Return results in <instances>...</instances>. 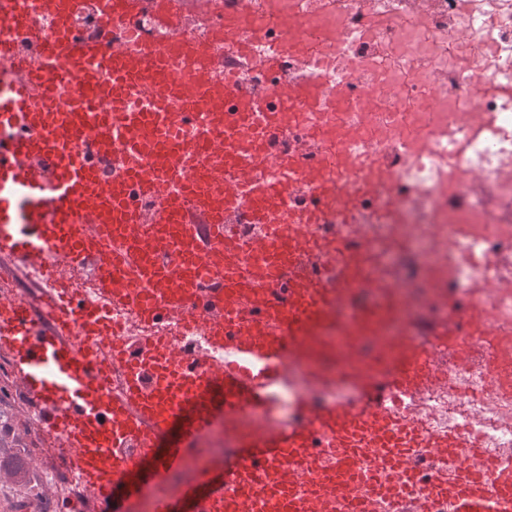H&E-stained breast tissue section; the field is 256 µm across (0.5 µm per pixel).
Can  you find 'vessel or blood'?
<instances>
[{"label":"vessel or blood","mask_w":512,"mask_h":512,"mask_svg":"<svg viewBox=\"0 0 512 512\" xmlns=\"http://www.w3.org/2000/svg\"><path fill=\"white\" fill-rule=\"evenodd\" d=\"M170 37H137L143 5ZM84 0H0V61L16 79L0 88V257L43 273L51 289L0 291V354L21 391L42 404L44 430L64 440V461L81 492L114 512H512V470L484 456L476 440L434 432L424 420L376 400L339 398L319 406V389L363 388L389 370L394 393L432 384L434 359L458 369L472 348L486 355L499 391L512 393V345L485 302L450 307L447 329L422 342L398 307L400 282L381 284L382 261L409 244L401 230V182L388 164L362 162L341 120L346 90L325 99L322 78L270 93L243 87L240 66L279 76L287 58L306 57L312 37L292 36L261 60L252 43L292 15L255 12L226 0L203 41L181 37L179 0H93L105 27L81 29ZM52 18L53 34L30 27ZM224 56H217V48ZM512 107V75L484 85ZM137 108H130V101ZM303 130L317 155L273 152L284 126ZM504 134L484 113L467 136H448L456 168L473 142ZM274 165L276 178L264 175ZM383 200L387 233L349 248L310 227L326 211L357 225L361 204ZM260 225L248 236L239 218ZM89 260L103 298L137 310L146 323L178 318L222 341L226 358L203 365L162 337L132 348L69 270ZM377 289L352 333L330 343L335 295ZM403 333L389 339L392 323ZM377 343L361 358L360 341ZM244 455L215 472L204 462L195 484L158 493L134 474L184 466L215 428ZM418 442L380 478L367 468L380 433ZM446 463L447 490L417 477L418 457Z\"/></svg>","instance_id":"obj_1"}]
</instances>
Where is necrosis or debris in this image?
Masks as SVG:
<instances>
[{
  "label": "necrosis or debris",
  "mask_w": 512,
  "mask_h": 512,
  "mask_svg": "<svg viewBox=\"0 0 512 512\" xmlns=\"http://www.w3.org/2000/svg\"><path fill=\"white\" fill-rule=\"evenodd\" d=\"M281 9L321 18L325 35L314 51L329 69L328 88L345 84L355 105L346 120L357 151L390 164L408 189L398 201L410 262H447L449 253L474 249L499 278L512 277V110L481 93L482 83L512 72V0H280ZM500 116L506 137L476 147L454 179L442 173L441 152L425 164L406 147L417 132L443 125L466 131L483 113ZM114 333L175 338L187 354L213 363L224 347L201 329L180 322L144 327L135 310L107 306ZM448 384L399 399L397 410L422 413L433 429L479 438L487 453L512 467V396L495 391L484 357L467 371L448 367Z\"/></svg>",
  "instance_id": "obj_1"
}]
</instances>
